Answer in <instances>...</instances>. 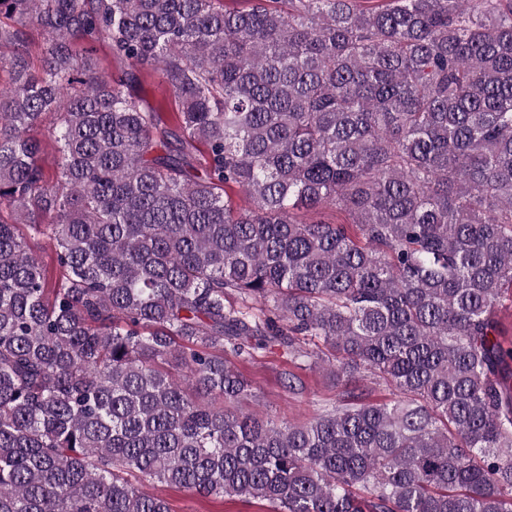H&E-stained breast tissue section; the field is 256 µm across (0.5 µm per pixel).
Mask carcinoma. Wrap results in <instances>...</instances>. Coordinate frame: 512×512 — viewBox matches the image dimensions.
I'll use <instances>...</instances> for the list:
<instances>
[{"label": "carcinoma", "mask_w": 512, "mask_h": 512, "mask_svg": "<svg viewBox=\"0 0 512 512\" xmlns=\"http://www.w3.org/2000/svg\"><path fill=\"white\" fill-rule=\"evenodd\" d=\"M245 2L0 0V512H512V0ZM322 345L335 406L231 408ZM28 60L33 70L41 68L42 58L46 47V39L38 27H30L27 31ZM54 121L53 115H46L43 118V122L41 125V129L38 130L37 136L42 141V152H41V160L44 166V169L48 176L52 177L55 174L56 166V151L53 140L49 137L48 129L52 125ZM297 219L306 222L324 221L328 223H343L349 220L348 214L344 210L335 208H323L317 211H298ZM35 252L42 263V265L48 271V274L55 279L60 274V269L56 262V254L53 242L43 237L40 239L38 245L34 247ZM143 489L167 498L172 512H270L268 504L240 497L202 498L187 491L143 484Z\"/></svg>", "instance_id": "1"}]
</instances>
